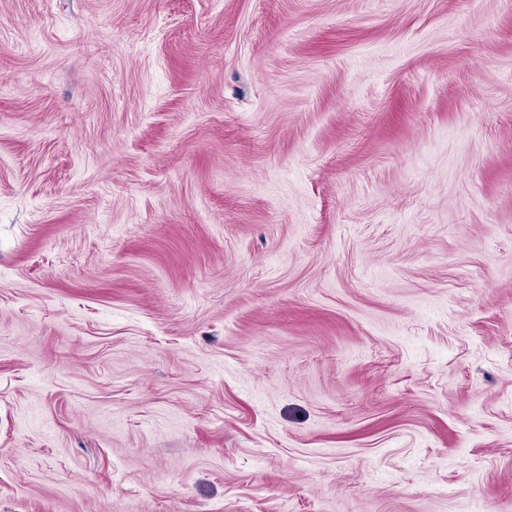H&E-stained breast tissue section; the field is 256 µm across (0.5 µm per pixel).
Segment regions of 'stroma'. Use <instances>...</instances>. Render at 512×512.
Here are the masks:
<instances>
[{"mask_svg": "<svg viewBox=\"0 0 512 512\" xmlns=\"http://www.w3.org/2000/svg\"><path fill=\"white\" fill-rule=\"evenodd\" d=\"M0 512H512V0H0Z\"/></svg>", "mask_w": 512, "mask_h": 512, "instance_id": "1", "label": "stroma"}]
</instances>
